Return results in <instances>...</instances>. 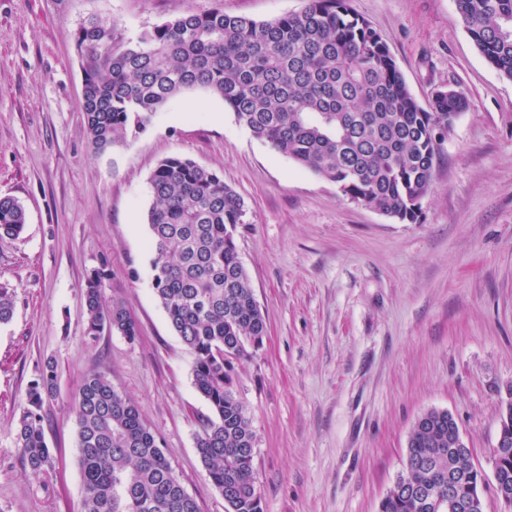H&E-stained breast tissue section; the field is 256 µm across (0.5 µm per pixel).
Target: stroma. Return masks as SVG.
Masks as SVG:
<instances>
[{
	"label": "stroma",
	"instance_id": "stroma-1",
	"mask_svg": "<svg viewBox=\"0 0 512 512\" xmlns=\"http://www.w3.org/2000/svg\"><path fill=\"white\" fill-rule=\"evenodd\" d=\"M257 21L307 0H223ZM212 0H0V196L26 212L0 239V283L15 289L0 324V512H81L76 423L84 377L105 373L139 405L200 512H226L196 448L208 401L192 356L153 287L147 214L158 164L183 155L241 197L237 246L267 323L237 363L256 435L263 512H378L404 468L408 435L430 409L451 412L486 481L512 387V81L475 46L455 0H350L381 35L420 105L439 90L469 108L439 146L416 223L343 196L238 125L223 100L184 92L136 139L89 146L84 59L91 15L123 40ZM108 272L139 326L135 342L85 334L86 274ZM58 388L41 414L48 476L23 469L15 430L47 361Z\"/></svg>",
	"mask_w": 512,
	"mask_h": 512
}]
</instances>
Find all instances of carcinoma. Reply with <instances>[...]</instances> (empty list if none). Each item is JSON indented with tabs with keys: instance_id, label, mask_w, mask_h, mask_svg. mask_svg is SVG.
Instances as JSON below:
<instances>
[{
	"instance_id": "obj_1",
	"label": "carcinoma",
	"mask_w": 512,
	"mask_h": 512,
	"mask_svg": "<svg viewBox=\"0 0 512 512\" xmlns=\"http://www.w3.org/2000/svg\"><path fill=\"white\" fill-rule=\"evenodd\" d=\"M457 13L489 64L512 80V0H455ZM85 57L82 108L91 148L135 139L175 96L196 88L222 99L252 137L336 184L352 201L400 222L417 221L439 148L437 137L468 108L454 90L428 107L410 93L377 32L348 0H308L298 13L256 21L224 12L221 0L143 29L134 41L93 20L75 35ZM148 213L153 287L171 326L193 356L195 388L212 415L196 447L227 512H262L253 470L255 433L234 387L235 362L267 335L236 243L244 203L221 174L183 156L150 177ZM25 212L0 197V238L19 235ZM106 270L83 286L86 335L136 341V321L104 295ZM14 313V289L0 284V323ZM57 388L49 363L27 396L16 432L22 464L35 476L52 468L39 414ZM77 426L82 512H199L139 405L108 377L87 375L72 403ZM448 411L422 413L410 433L405 473L379 512H448V477L462 512H483L485 477L469 449L457 448ZM497 481L512 486V453Z\"/></svg>"
}]
</instances>
